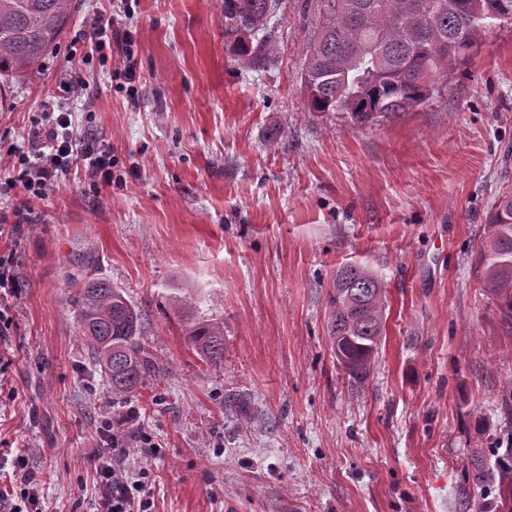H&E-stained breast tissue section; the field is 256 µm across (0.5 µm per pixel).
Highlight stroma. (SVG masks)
I'll use <instances>...</instances> for the list:
<instances>
[{
	"label": "stroma",
	"instance_id": "stroma-1",
	"mask_svg": "<svg viewBox=\"0 0 512 512\" xmlns=\"http://www.w3.org/2000/svg\"><path fill=\"white\" fill-rule=\"evenodd\" d=\"M113 19L112 44L81 36ZM316 0H277L265 61L243 63L221 0H76L41 69L0 112V472L25 452L41 512H96L105 422L130 416L128 478L151 512H481L466 481L512 389V328L484 288L486 214L512 188V28L487 34L422 105L353 124L308 108ZM133 81H126L127 66ZM81 71L88 87L61 77ZM70 119L112 158L28 199L32 129ZM29 209L23 219L13 210ZM384 284L385 335L350 383L329 286ZM109 280L142 313L163 372L113 396L77 334L71 283ZM224 325V363L190 348L183 309Z\"/></svg>",
	"mask_w": 512,
	"mask_h": 512
}]
</instances>
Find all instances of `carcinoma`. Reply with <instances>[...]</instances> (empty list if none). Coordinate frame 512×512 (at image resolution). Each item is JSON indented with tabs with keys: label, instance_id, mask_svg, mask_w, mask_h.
I'll list each match as a JSON object with an SVG mask.
<instances>
[{
	"label": "carcinoma",
	"instance_id": "1",
	"mask_svg": "<svg viewBox=\"0 0 512 512\" xmlns=\"http://www.w3.org/2000/svg\"><path fill=\"white\" fill-rule=\"evenodd\" d=\"M322 22L306 47L301 81L315 112H345L359 123L405 112L429 99L448 67L479 51L483 37L512 25V0H317ZM273 0H224V35L244 63L266 58L265 42L251 49L244 35L262 29ZM71 0H0V112L5 89L38 73L71 19ZM481 259L484 286L512 325V189L498 196L486 217ZM77 329L109 378L112 395L126 396L160 374L139 340L142 315L108 281L76 284ZM328 305V336L336 360L364 379L383 331V284L371 271H336ZM188 342L206 363H224V323L196 321ZM504 435L488 453L476 452L467 481L492 484L483 512H512V390L503 398Z\"/></svg>",
	"mask_w": 512,
	"mask_h": 512
}]
</instances>
